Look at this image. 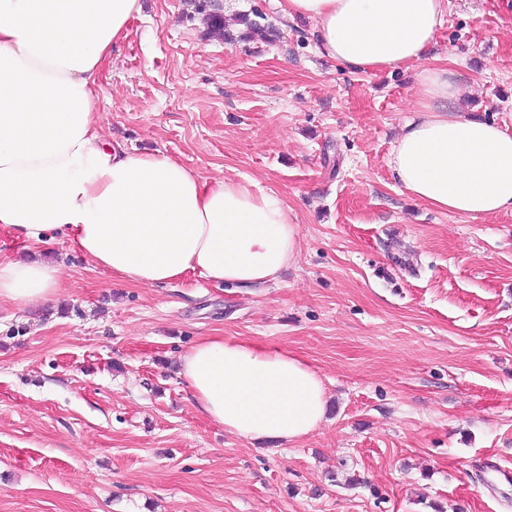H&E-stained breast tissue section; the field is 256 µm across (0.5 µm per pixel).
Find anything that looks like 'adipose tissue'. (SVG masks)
<instances>
[{"mask_svg": "<svg viewBox=\"0 0 512 512\" xmlns=\"http://www.w3.org/2000/svg\"><path fill=\"white\" fill-rule=\"evenodd\" d=\"M280 7L287 20L314 22L321 53L351 71L421 63L418 115L388 160L411 197L474 219L512 211V134L459 112L454 72L428 61L448 0ZM140 11V0H0V225L29 247L69 239L133 284L190 271L217 285L276 281L299 255L298 226L277 193L106 141L98 73ZM61 288L56 262L0 260V303L35 306ZM179 374L199 411L247 440L292 443L327 414L321 376L282 348L207 336Z\"/></svg>", "mask_w": 512, "mask_h": 512, "instance_id": "adipose-tissue-1", "label": "adipose tissue"}]
</instances>
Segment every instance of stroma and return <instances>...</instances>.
Returning a JSON list of instances; mask_svg holds the SVG:
<instances>
[{"label":"stroma","mask_w":512,"mask_h":512,"mask_svg":"<svg viewBox=\"0 0 512 512\" xmlns=\"http://www.w3.org/2000/svg\"><path fill=\"white\" fill-rule=\"evenodd\" d=\"M205 34L191 0H142L98 77L108 141L277 192L300 252L254 288L124 282L60 240L53 302L0 303V512H512V212L413 200L388 165L419 65L356 73L306 19ZM459 111L512 133V0H448L432 52ZM288 349L323 424L276 446L188 398L205 336Z\"/></svg>","instance_id":"stroma-1"}]
</instances>
